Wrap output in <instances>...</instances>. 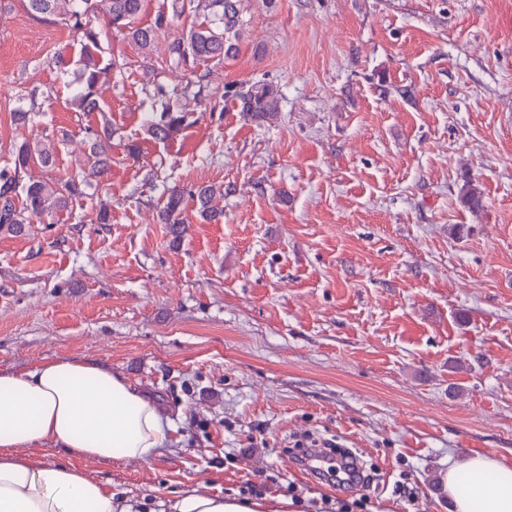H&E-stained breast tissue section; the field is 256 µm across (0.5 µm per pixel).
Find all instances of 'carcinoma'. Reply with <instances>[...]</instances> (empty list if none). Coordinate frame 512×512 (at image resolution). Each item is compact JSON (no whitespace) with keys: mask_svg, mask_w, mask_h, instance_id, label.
I'll return each instance as SVG.
<instances>
[{"mask_svg":"<svg viewBox=\"0 0 512 512\" xmlns=\"http://www.w3.org/2000/svg\"><path fill=\"white\" fill-rule=\"evenodd\" d=\"M30 14L42 21L60 20L76 36L81 45L77 86L68 100L75 112H100L99 87L112 80L116 64L104 60L101 29L95 24L104 17L108 31L122 36L145 63L153 60L158 37L167 25V12L160 11L154 21L138 22L144 0H25ZM248 0H172V9L192 12L186 31L169 40L165 55L169 62L191 68L201 62L227 61L238 56L244 37L243 12ZM205 76L187 80L177 96L183 101L178 107L166 102L167 90L158 86L153 97L162 101L161 108L144 113L142 126L152 139L163 142L178 135L193 124L196 109L190 103L203 100ZM241 117L254 123L273 117L278 110L279 93L269 84L239 85L232 94ZM112 124L104 122L92 132L85 154L88 171L66 179L45 181L34 179L28 171L34 166L53 165L57 147L55 140L45 136L36 147L23 142L11 148V162L0 168V234L18 236L26 226L44 215L69 210L73 204L89 195L93 181H101L112 168ZM224 199V185L206 184L192 188L174 186L158 213L161 224L168 225L173 241L180 240L185 224L189 223L187 202L195 205L194 213L209 223L223 221L224 209L218 202ZM460 199L472 212L483 208L479 185L467 181L461 188Z\"/></svg>","mask_w":512,"mask_h":512,"instance_id":"cac0c4a2","label":"carcinoma"}]
</instances>
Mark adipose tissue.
I'll use <instances>...</instances> for the list:
<instances>
[{
    "mask_svg": "<svg viewBox=\"0 0 512 512\" xmlns=\"http://www.w3.org/2000/svg\"><path fill=\"white\" fill-rule=\"evenodd\" d=\"M171 428L157 402L111 368L59 358L22 372L0 370V512H288L281 498L243 499L193 489L152 505L123 497L78 468L83 459L145 463ZM63 450L48 465L27 448ZM472 475L461 485L460 474ZM440 484L454 512H512V470L482 455L452 461Z\"/></svg>",
    "mask_w": 512,
    "mask_h": 512,
    "instance_id": "adipose-tissue-1",
    "label": "adipose tissue"
}]
</instances>
